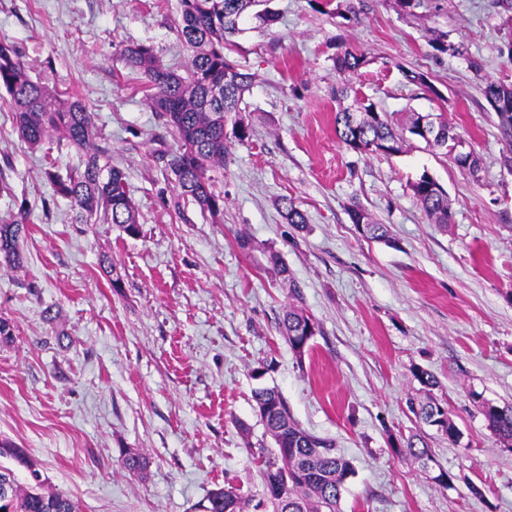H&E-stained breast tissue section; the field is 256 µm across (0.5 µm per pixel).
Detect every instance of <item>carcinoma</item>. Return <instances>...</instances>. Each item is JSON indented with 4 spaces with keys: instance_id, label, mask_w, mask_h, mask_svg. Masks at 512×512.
I'll list each match as a JSON object with an SVG mask.
<instances>
[{
    "instance_id": "1",
    "label": "carcinoma",
    "mask_w": 512,
    "mask_h": 512,
    "mask_svg": "<svg viewBox=\"0 0 512 512\" xmlns=\"http://www.w3.org/2000/svg\"><path fill=\"white\" fill-rule=\"evenodd\" d=\"M272 0H179L180 21L177 34L189 49L185 74H177L160 64L151 47L126 46L121 56L126 66L142 72L146 78L145 97L161 125L171 131L174 143L158 152L166 170L173 176L177 197L189 198L209 213L213 222L224 221V196L215 191L213 171L230 163L229 141L224 133V117L241 111L243 96L252 78L240 72L224 57L228 38L239 32L243 15L261 3L265 8L255 14L261 25L271 26L277 13ZM364 57L350 50L336 55V72L346 76L357 72ZM0 90L10 98L13 120L20 137L38 147L45 139H55L57 149L75 148L82 152V167L61 173L50 164L44 171L56 195L69 200L75 224H113L129 237L140 234L136 208L127 193L125 174L112 164V146L101 137L92 122L91 112L72 89L54 93L31 76V67L22 59L17 46L0 39ZM483 94L500 119V127L509 147L505 162L512 164V86L493 81L485 83ZM358 119L344 108L336 112V133L346 148L368 154L369 146H379L385 154L403 151L405 134L419 136L421 124H430L428 115L410 112L397 132L389 116L364 101L357 107ZM433 146L448 148L458 136L455 128L435 122ZM416 203L434 224H448L452 214L448 195L428 173L410 184ZM281 213L289 224L306 223L305 215L286 198L280 200ZM352 223L370 239L391 242L390 230L366 210L350 211ZM28 234L24 219L0 220V255L12 268L23 266L20 240ZM311 321L301 307L288 304L279 326L297 358L309 347L304 332ZM254 411L262 423L271 448H260L263 458L259 477L263 493L245 497L227 484L212 489L203 512H340V500L347 480L354 474L349 459L336 452L335 441L317 436L293 418L288 402L276 388L254 392ZM489 429L498 440L512 447V406L481 405ZM418 423L431 425L434 417L443 418L441 434L457 444L461 432L441 411V405L428 401L410 406ZM398 453L411 456L419 467L432 459L425 435L415 433L400 438ZM0 457H9L29 466L24 452L8 441L0 442ZM129 472L140 474L146 458L129 451L121 460ZM33 483L21 484L14 471L0 465V512H79L72 498L44 488L37 471H30Z\"/></svg>"
}]
</instances>
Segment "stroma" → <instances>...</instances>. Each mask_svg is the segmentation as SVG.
I'll return each instance as SVG.
<instances>
[{
	"label": "stroma",
	"instance_id": "stroma-1",
	"mask_svg": "<svg viewBox=\"0 0 512 512\" xmlns=\"http://www.w3.org/2000/svg\"><path fill=\"white\" fill-rule=\"evenodd\" d=\"M272 5L273 26L245 16L224 49L253 82L226 118L250 137L232 143L217 177L224 221L215 224L177 199L145 77L119 55L143 44L183 70L178 0H0V38L16 44L32 77L83 96L141 228L131 238L73 223L42 170L78 165L80 153L29 148L0 96V217L25 214L29 227L23 268L0 264V316L14 326L13 342L0 345V439L24 448L46 487L82 512H200L227 482L261 494L256 450L270 440L252 393L273 387L301 427L334 439L351 461L342 512H512V449L478 405L512 404V166L482 93L489 81L512 85L503 51L512 11L498 0H425L412 15L395 0ZM438 31L453 51L434 49ZM344 49L365 59L345 79L334 68ZM407 69L423 82L405 80ZM341 82L378 111L441 117L479 157L478 173L420 140L394 155L346 149L333 97ZM425 172L448 193V226L431 223L411 195ZM284 197L305 224L282 217ZM354 206L388 225L392 244L365 238ZM292 282L319 326L300 359L279 329ZM265 363L272 371L256 377ZM427 396L462 432L454 445L425 430L453 477L446 488L389 441L417 429L408 402ZM128 450L147 457L144 475L122 468Z\"/></svg>",
	"mask_w": 512,
	"mask_h": 512
}]
</instances>
